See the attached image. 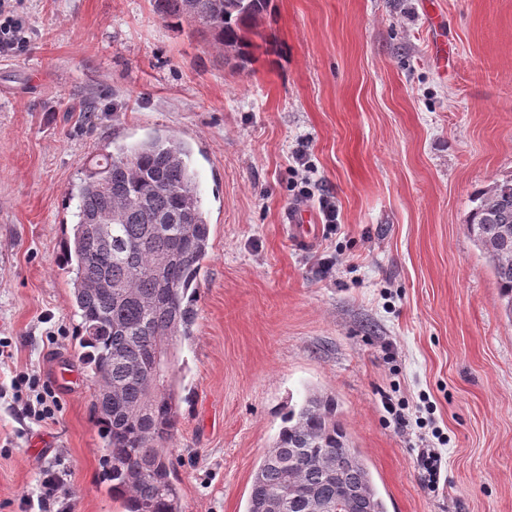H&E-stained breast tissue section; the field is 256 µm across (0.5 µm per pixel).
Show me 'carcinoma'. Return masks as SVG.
<instances>
[{
  "instance_id": "cac0c4a2",
  "label": "carcinoma",
  "mask_w": 512,
  "mask_h": 512,
  "mask_svg": "<svg viewBox=\"0 0 512 512\" xmlns=\"http://www.w3.org/2000/svg\"><path fill=\"white\" fill-rule=\"evenodd\" d=\"M270 0H150L175 27H195L214 49L241 65L263 38ZM192 149L156 132L134 145L112 142L68 190L76 221L60 265L71 275L75 352L95 385L93 410L112 498L125 512H183L171 444L180 401L178 343L193 336L198 278L209 254L210 224L191 167ZM468 235L488 260L512 320V178L475 195ZM166 348L171 371L156 383L153 354ZM353 462L351 478L367 512H388L370 465L336 413V401L308 393L288 408L284 426L263 456L246 512H304L294 496L327 497L336 481V450ZM279 489L276 505L271 492Z\"/></svg>"
}]
</instances>
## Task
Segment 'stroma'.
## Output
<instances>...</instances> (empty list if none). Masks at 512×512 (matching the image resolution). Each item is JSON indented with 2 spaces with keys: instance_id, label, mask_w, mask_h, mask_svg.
I'll return each mask as SVG.
<instances>
[{
  "instance_id": "35a3bbf8",
  "label": "stroma",
  "mask_w": 512,
  "mask_h": 512,
  "mask_svg": "<svg viewBox=\"0 0 512 512\" xmlns=\"http://www.w3.org/2000/svg\"><path fill=\"white\" fill-rule=\"evenodd\" d=\"M20 13L27 47L0 56V512H24L49 474L70 512H124L59 257L82 170L157 129L190 142L211 225L179 351L183 512H245L312 390L335 397L389 512H512V322L466 231L472 194L512 177V0H271L275 49L242 67L150 0ZM302 146L306 199L290 187ZM320 194L337 226L292 246L285 214L318 212ZM19 375L51 388L53 421L21 414ZM421 448L442 455L438 492Z\"/></svg>"
}]
</instances>
